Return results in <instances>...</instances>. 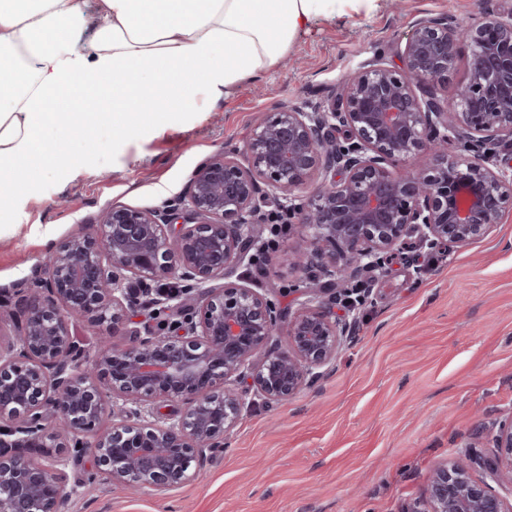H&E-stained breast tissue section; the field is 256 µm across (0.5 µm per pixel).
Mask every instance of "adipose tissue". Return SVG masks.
I'll return each instance as SVG.
<instances>
[{"instance_id": "ef3b65f1", "label": "adipose tissue", "mask_w": 512, "mask_h": 512, "mask_svg": "<svg viewBox=\"0 0 512 512\" xmlns=\"http://www.w3.org/2000/svg\"><path fill=\"white\" fill-rule=\"evenodd\" d=\"M377 0H0V174L56 165L51 134L131 131L202 112L260 79L322 19ZM90 52L77 47L88 9ZM99 92L93 111L75 98Z\"/></svg>"}]
</instances>
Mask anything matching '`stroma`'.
Returning <instances> with one entry per match:
<instances>
[{
	"instance_id": "obj_1",
	"label": "stroma",
	"mask_w": 512,
	"mask_h": 512,
	"mask_svg": "<svg viewBox=\"0 0 512 512\" xmlns=\"http://www.w3.org/2000/svg\"><path fill=\"white\" fill-rule=\"evenodd\" d=\"M479 0H403L393 12L321 20L263 79L241 82L204 112H186L165 129H96L70 138L69 156L92 151L82 169L69 161L0 207V291L30 279L48 248L102 211L152 208L182 194L194 170L218 152L242 148L269 113L326 100L377 57L392 59L412 25L431 14L478 15ZM267 254L241 266L237 281H260L283 308H297L303 275L290 256L307 234L266 225ZM380 278L350 342L325 376L294 398L255 402L200 476L167 492L133 491L98 473L89 456L65 454L77 488L64 512H413L424 507L433 472L464 454L481 424L512 416V212L483 239L452 253L411 254Z\"/></svg>"
}]
</instances>
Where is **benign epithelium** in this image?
<instances>
[{
	"label": "benign epithelium",
	"instance_id": "obj_1",
	"mask_svg": "<svg viewBox=\"0 0 512 512\" xmlns=\"http://www.w3.org/2000/svg\"><path fill=\"white\" fill-rule=\"evenodd\" d=\"M463 45L464 75L444 98ZM395 56L396 68L374 59L329 100L256 125L242 148L252 166L216 154L177 200L112 207L47 254L20 324L0 340V512H61L65 475L29 457L36 448H75L136 489L195 480L192 463L236 426L249 395L280 403L321 379L351 339L358 285L417 246L450 250L500 223L512 207V17H424ZM419 152L430 173L397 169ZM268 203L311 239L292 258L306 274L294 311L229 281L265 253ZM171 279L191 288H150ZM140 310L169 333L145 321L129 345L91 353L72 331L74 317L108 329ZM167 402L185 408L127 424ZM468 447L432 476L428 512H512V416Z\"/></svg>",
	"mask_w": 512,
	"mask_h": 512
}]
</instances>
